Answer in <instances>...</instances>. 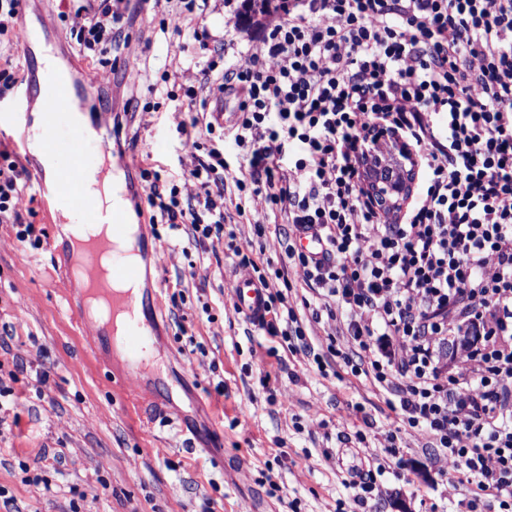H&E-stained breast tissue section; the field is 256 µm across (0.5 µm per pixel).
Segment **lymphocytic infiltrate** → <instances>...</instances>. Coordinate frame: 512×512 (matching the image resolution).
I'll use <instances>...</instances> for the list:
<instances>
[{"instance_id": "lymphocytic-infiltrate-1", "label": "lymphocytic infiltrate", "mask_w": 512, "mask_h": 512, "mask_svg": "<svg viewBox=\"0 0 512 512\" xmlns=\"http://www.w3.org/2000/svg\"><path fill=\"white\" fill-rule=\"evenodd\" d=\"M81 49L116 68L126 0L67 15ZM190 123L223 133L208 100L234 101L237 210L264 194L292 226L260 330L318 371L329 355L307 336L329 318L392 416L375 469L347 482L361 507L378 502L383 474L407 436L423 433L464 512H512V0H282L261 45L228 65L209 60L184 89ZM211 121H203V114ZM390 141L423 175L396 211L364 186L361 165ZM291 161H284L288 147ZM224 151L210 146L191 171L202 193L183 206L156 171L139 178L161 223L185 224L196 245L226 239ZM27 172L0 152V221L34 233L14 200ZM316 250L303 249L302 236ZM304 270L311 299L288 301L277 280ZM469 337L456 367L442 349Z\"/></svg>"}]
</instances>
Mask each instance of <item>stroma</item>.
<instances>
[{
	"mask_svg": "<svg viewBox=\"0 0 512 512\" xmlns=\"http://www.w3.org/2000/svg\"><path fill=\"white\" fill-rule=\"evenodd\" d=\"M71 5L28 0L26 9L43 16L60 63L76 77L89 59L62 19ZM128 10L129 66L105 78L86 109L105 110L108 123L119 124L110 139L115 154L149 158L162 183L195 202L193 150L178 129L187 114L167 100L160 76L192 84L215 49L253 50L263 30L231 18L224 0H207L178 32L161 30L143 0H129ZM148 102L154 110L142 111ZM224 159L226 222L262 274L273 276L287 220L261 194L237 214L232 178L240 160L229 137ZM15 209L40 242H21L17 225L0 223V512H352L343 480L387 444L382 398L343 359L320 374L235 312L231 284L241 271L226 241L202 249L184 230H153L163 264L144 285L164 292L157 339L164 364L152 405L129 409L114 398L107 357L82 363L91 339L50 285L61 254L47 243L62 242L60 225L44 222L34 190H24ZM293 372L299 381L290 380ZM355 403L364 421L348 420ZM431 461L425 436L409 438L378 478L392 495L376 512H458Z\"/></svg>",
	"mask_w": 512,
	"mask_h": 512,
	"instance_id": "obj_1",
	"label": "stroma"
}]
</instances>
